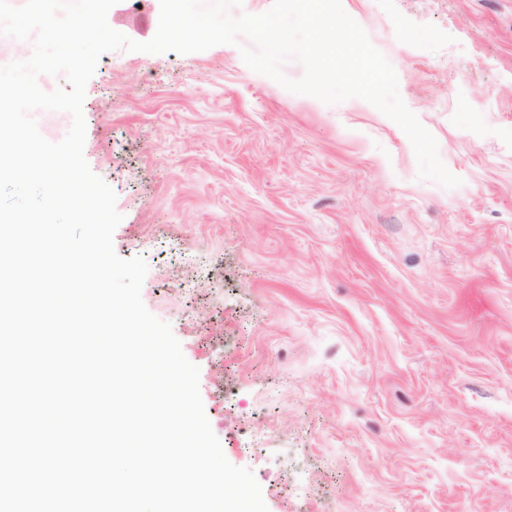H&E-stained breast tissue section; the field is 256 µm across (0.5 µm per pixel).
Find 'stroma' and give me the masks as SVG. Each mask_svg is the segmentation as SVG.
Listing matches in <instances>:
<instances>
[{
  "label": "stroma",
  "instance_id": "35a3bbf8",
  "mask_svg": "<svg viewBox=\"0 0 512 512\" xmlns=\"http://www.w3.org/2000/svg\"><path fill=\"white\" fill-rule=\"evenodd\" d=\"M434 136L447 189L370 103L236 46L104 54L84 156L113 244L200 370L268 512H512V0H342ZM159 0L109 25L151 40Z\"/></svg>",
  "mask_w": 512,
  "mask_h": 512
}]
</instances>
